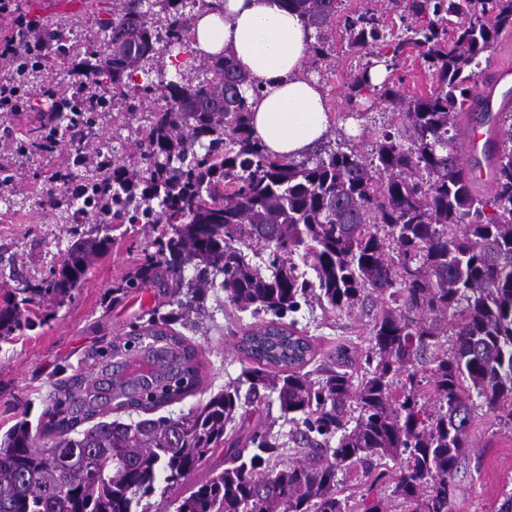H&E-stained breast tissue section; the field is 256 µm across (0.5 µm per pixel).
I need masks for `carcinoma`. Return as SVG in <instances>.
Returning <instances> with one entry per match:
<instances>
[{
	"label": "carcinoma",
	"instance_id": "carcinoma-1",
	"mask_svg": "<svg viewBox=\"0 0 512 512\" xmlns=\"http://www.w3.org/2000/svg\"><path fill=\"white\" fill-rule=\"evenodd\" d=\"M315 31L312 65L332 57L333 30L350 51L374 58L347 85L349 102L376 97L395 115L369 156L354 145L303 160L267 154L249 125L260 90L224 55L199 64L190 80L155 82L149 62L182 46L197 14L217 0H153L169 39L145 0H112L102 22L106 56L90 52L86 73L101 89L93 110L125 101L136 113L158 103L138 145L140 172L98 154V177L57 181L82 201L83 224L108 214L131 224H167L171 232L112 286V301L152 285L163 300L134 325L127 341L163 340L184 366L186 384L125 396L80 416L93 378L77 373L52 385L40 447L27 423L0 439V512H148L161 490L174 512H350L340 497V468L369 475L382 459L401 460L393 494L412 512H451L454 474L469 448L476 406L506 411L512 426V123L492 131L488 187L469 176L460 156L461 121L475 81L499 37L512 32V0H391L400 31L372 10L343 12L342 0H279ZM454 26H449V23ZM415 49L434 85L408 99L370 69L397 70ZM44 58L69 45L49 36ZM141 75L137 81L135 75ZM82 112H58L57 124L30 130L27 147L58 144L60 130L82 141ZM258 247L267 257L247 251ZM105 241L81 235L51 278H16L0 307V340L34 322L22 310L46 296L62 303L80 286ZM193 275H184L185 267ZM218 287L241 310L274 316L242 337L251 366L223 392L177 417L125 423L112 412L150 413L191 395L203 382L191 340L208 290ZM316 301L339 312H372L371 346L359 383L357 353L341 344L314 370L313 348L288 314ZM277 393L296 430L302 458L280 469L285 434L245 426L262 389ZM436 404L426 405L428 392ZM480 399L475 403L474 399ZM91 427L81 426L96 417ZM224 447V470L187 489L183 480ZM77 448L83 463L61 469L52 454Z\"/></svg>",
	"mask_w": 512,
	"mask_h": 512
}]
</instances>
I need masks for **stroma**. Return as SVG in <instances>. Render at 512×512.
Here are the masks:
<instances>
[{
    "instance_id": "stroma-1",
    "label": "stroma",
    "mask_w": 512,
    "mask_h": 512,
    "mask_svg": "<svg viewBox=\"0 0 512 512\" xmlns=\"http://www.w3.org/2000/svg\"><path fill=\"white\" fill-rule=\"evenodd\" d=\"M84 2L79 12L58 10L35 17L37 34L53 31L68 37L70 56L48 61L45 68L27 76L25 83L32 90L28 111L0 113V289L13 287L17 274L32 282L49 277L74 232L106 239L107 245L70 298L59 303L47 297L31 305L27 316L32 328L0 341V435L21 420L31 430L42 429L52 384L86 368L89 353L127 333L155 304L150 287L132 291L120 303L112 301L114 282L138 264L143 249L154 240L151 225L120 224L106 217L96 224L75 226L64 223L60 208L51 203L59 193L52 180L54 172L70 169L78 177L84 173L73 165L75 154H83L92 163L107 147L113 160L136 166L138 141L145 135L143 115L127 112L117 101L107 111L86 113L85 137L78 145L63 143L51 156L24 152L16 145L31 123L52 113L55 102L71 96L73 61L84 59L86 51L96 48L103 38L102 22L112 15V0ZM366 61V56L349 53L338 39L327 65L304 69L305 77L320 88L329 112L327 146L346 139L359 150H367L382 126L393 119L375 99H368L367 110L361 114L352 112L347 102V82ZM295 319L298 330L309 337L316 359H323L340 343L361 353L369 347L371 319L361 311L340 314L314 303L302 307ZM255 323V318L237 310L221 289L210 290L207 312L197 329L188 334L199 352L204 382L192 395L161 408V415L186 413L238 377L248 365L239 341ZM470 445L454 475L457 493L452 512H497L502 497L512 494V431L503 427L500 412L476 409ZM399 468V462L384 459L378 462L373 477L358 470L339 471L340 494L364 493L383 500L389 512H408L392 493L391 476Z\"/></svg>"
}]
</instances>
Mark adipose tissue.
Instances as JSON below:
<instances>
[{"label": "adipose tissue", "mask_w": 512, "mask_h": 512, "mask_svg": "<svg viewBox=\"0 0 512 512\" xmlns=\"http://www.w3.org/2000/svg\"><path fill=\"white\" fill-rule=\"evenodd\" d=\"M191 28L195 56H231L261 89L250 114L255 137L273 156L303 155L329 130L319 87L303 75L310 39L299 16L276 0H221Z\"/></svg>", "instance_id": "obj_1"}]
</instances>
